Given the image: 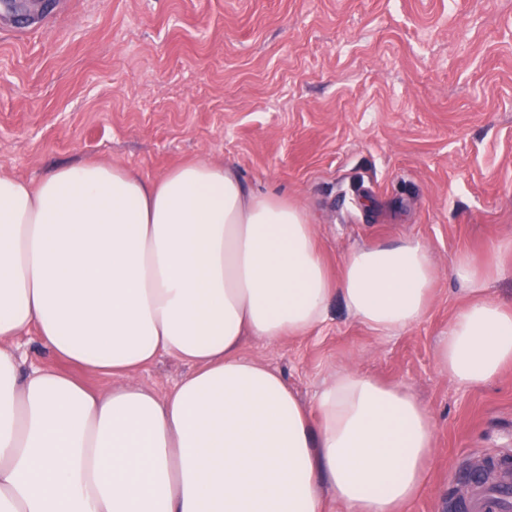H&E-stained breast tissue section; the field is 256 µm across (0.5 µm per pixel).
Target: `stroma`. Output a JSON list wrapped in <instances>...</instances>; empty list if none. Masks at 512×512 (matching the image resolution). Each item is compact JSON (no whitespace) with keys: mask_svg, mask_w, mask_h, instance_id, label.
I'll return each instance as SVG.
<instances>
[{"mask_svg":"<svg viewBox=\"0 0 512 512\" xmlns=\"http://www.w3.org/2000/svg\"><path fill=\"white\" fill-rule=\"evenodd\" d=\"M84 158L152 179L232 166L306 208L333 274L357 247L422 242L417 324L382 335L335 300L308 336L241 353L307 404L345 368L413 393L435 445L409 512H448L475 457L512 452V366L470 387L437 364L469 299L453 259L512 239V0H0V176ZM187 371L162 356L131 381Z\"/></svg>","mask_w":512,"mask_h":512,"instance_id":"1","label":"stroma"}]
</instances>
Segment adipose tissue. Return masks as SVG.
Returning <instances> with one entry per match:
<instances>
[{"label":"adipose tissue","mask_w":512,"mask_h":512,"mask_svg":"<svg viewBox=\"0 0 512 512\" xmlns=\"http://www.w3.org/2000/svg\"><path fill=\"white\" fill-rule=\"evenodd\" d=\"M496 265L456 256L470 300L438 365L479 386L512 365V308L483 294ZM436 267L419 241L364 246L331 277L306 210L229 166L148 179L96 160L0 177V512H405L425 487L430 412L354 369L302 404L239 355L245 337H304L332 298L386 335L423 319ZM114 378L94 391L14 343ZM169 355V392L127 376ZM19 344L21 345L19 353L22 372L25 373L32 367L53 362L50 353L41 346L36 336H28L20 340Z\"/></svg>","instance_id":"ef3b65f1"}]
</instances>
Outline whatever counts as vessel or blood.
Returning <instances> with one entry per match:
<instances>
[{"mask_svg": "<svg viewBox=\"0 0 512 512\" xmlns=\"http://www.w3.org/2000/svg\"><path fill=\"white\" fill-rule=\"evenodd\" d=\"M451 512H512V455L484 456L470 472L466 496Z\"/></svg>", "mask_w": 512, "mask_h": 512, "instance_id": "vessel-or-blood-1", "label": "vessel or blood"}]
</instances>
